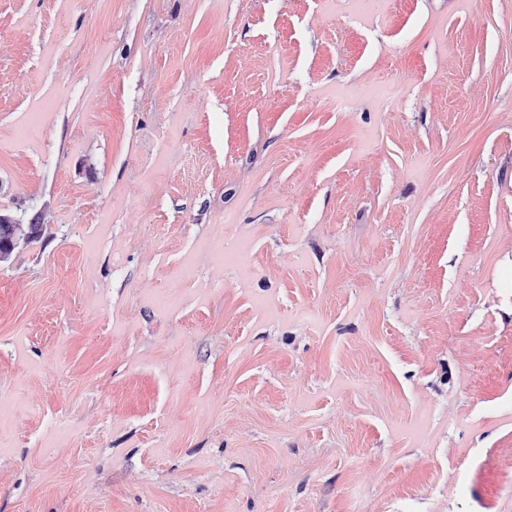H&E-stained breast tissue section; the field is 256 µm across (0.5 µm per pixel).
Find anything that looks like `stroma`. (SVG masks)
<instances>
[{"mask_svg": "<svg viewBox=\"0 0 512 512\" xmlns=\"http://www.w3.org/2000/svg\"><path fill=\"white\" fill-rule=\"evenodd\" d=\"M22 212L0 512H512V0H0Z\"/></svg>", "mask_w": 512, "mask_h": 512, "instance_id": "1", "label": "stroma"}]
</instances>
